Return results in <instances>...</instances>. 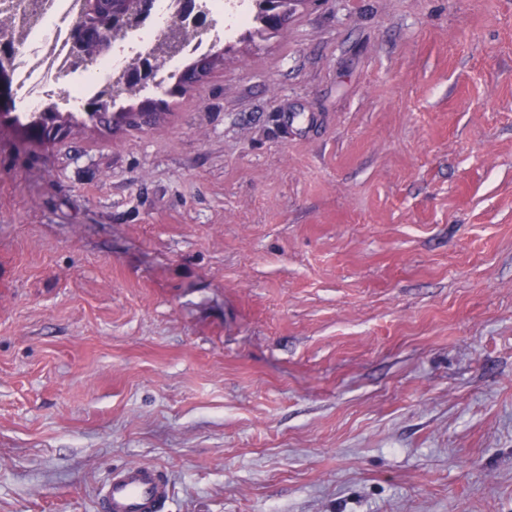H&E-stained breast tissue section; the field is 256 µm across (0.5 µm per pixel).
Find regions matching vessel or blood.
<instances>
[{"label": "vessel or blood", "mask_w": 512, "mask_h": 512, "mask_svg": "<svg viewBox=\"0 0 512 512\" xmlns=\"http://www.w3.org/2000/svg\"><path fill=\"white\" fill-rule=\"evenodd\" d=\"M170 485L154 465L138 463L112 472L101 497L102 512H160Z\"/></svg>", "instance_id": "vessel-or-blood-1"}]
</instances>
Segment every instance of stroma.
I'll return each instance as SVG.
<instances>
[{
    "label": "stroma",
    "mask_w": 512,
    "mask_h": 512,
    "mask_svg": "<svg viewBox=\"0 0 512 512\" xmlns=\"http://www.w3.org/2000/svg\"><path fill=\"white\" fill-rule=\"evenodd\" d=\"M149 124L0 126V512H512V0H305ZM170 485L154 465L138 463L112 472L101 497L103 512H159Z\"/></svg>",
    "instance_id": "1"
}]
</instances>
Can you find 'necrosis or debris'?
I'll list each match as a JSON object with an SVG mask.
<instances>
[{
    "label": "necrosis or debris",
    "mask_w": 512,
    "mask_h": 512,
    "mask_svg": "<svg viewBox=\"0 0 512 512\" xmlns=\"http://www.w3.org/2000/svg\"><path fill=\"white\" fill-rule=\"evenodd\" d=\"M1 1L0 38L15 48L16 98L25 118L54 105L81 109L92 98L124 93L126 70L146 57L159 63L156 82L166 83L182 61L205 54L250 18L240 0H197L209 19L201 31L182 17L179 0H155L148 16L113 39L109 55L78 59L67 35L82 17L83 0Z\"/></svg>",
    "instance_id": "necrosis-or-debris-1"
}]
</instances>
